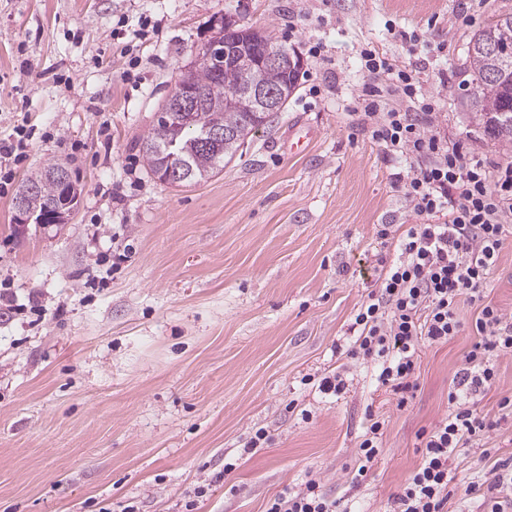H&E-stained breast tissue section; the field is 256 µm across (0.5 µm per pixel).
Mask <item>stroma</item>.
<instances>
[{
	"label": "stroma",
	"mask_w": 512,
	"mask_h": 512,
	"mask_svg": "<svg viewBox=\"0 0 512 512\" xmlns=\"http://www.w3.org/2000/svg\"><path fill=\"white\" fill-rule=\"evenodd\" d=\"M512 0H0V140L29 132L0 194V512H265L316 480L348 512H395L420 436L476 342L463 329L419 350L406 405L373 364L346 357L353 315L396 253L380 225L416 223L386 159L352 114L371 45L419 63L450 142L501 158L462 106L472 35ZM271 31L302 59L284 112L207 182L148 174L140 145L181 70L224 18ZM158 31L134 37L143 19ZM397 31L415 42L394 39ZM303 152L288 150L297 134ZM66 164L82 189L69 223L14 231L19 184ZM512 322V234L485 290ZM477 409L499 425L452 460L450 512H482L469 482L512 460V354ZM334 372L341 394L303 384ZM387 425L365 476L355 453L368 412ZM269 439L247 451L257 429ZM237 467L225 472V459Z\"/></svg>",
	"instance_id": "stroma-1"
}]
</instances>
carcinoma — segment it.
Segmentation results:
<instances>
[{
  "mask_svg": "<svg viewBox=\"0 0 512 512\" xmlns=\"http://www.w3.org/2000/svg\"><path fill=\"white\" fill-rule=\"evenodd\" d=\"M472 71L474 92L466 102L478 125L501 146L512 145V13L503 14L474 33L467 50ZM301 66L291 71H263L264 82L278 92L291 96L297 87ZM222 79L224 96L209 95L202 111L193 113L194 126L185 129L178 140L172 139L171 124L160 115L141 143L146 171L152 176L177 166L195 175L178 183L190 187L212 178L232 161L245 141L251 137L253 124L262 120L266 126L276 114L265 116L224 108V99L234 97L240 90L243 75L220 63L201 60L181 71L178 83L197 92H208L217 79ZM221 126L238 133L239 140L214 146L200 152L195 138L206 128ZM60 164H50L36 176L24 181L16 193L27 202L28 209L42 211L68 191L59 180Z\"/></svg>",
  "mask_w": 512,
  "mask_h": 512,
  "instance_id": "obj_1",
  "label": "carcinoma"
}]
</instances>
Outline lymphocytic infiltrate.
I'll use <instances>...</instances> for the list:
<instances>
[{"mask_svg":"<svg viewBox=\"0 0 512 512\" xmlns=\"http://www.w3.org/2000/svg\"><path fill=\"white\" fill-rule=\"evenodd\" d=\"M359 57L367 78L365 121L372 139L400 163L391 184L417 222L398 237L397 258L357 307L347 355L373 363L379 386L406 393L421 344L444 343L461 332V301L481 306L479 339L448 396L452 408L426 436L421 462L397 497L398 512H448L449 462L497 427V420L476 412L475 399L494 384L496 359L512 353V323L484 301L512 221V159L484 161L448 142L416 64L398 63L371 46ZM267 512H340V503L311 479L279 494Z\"/></svg>","mask_w":512,"mask_h":512,"instance_id":"f902f5d3","label":"lymphocytic infiltrate"}]
</instances>
